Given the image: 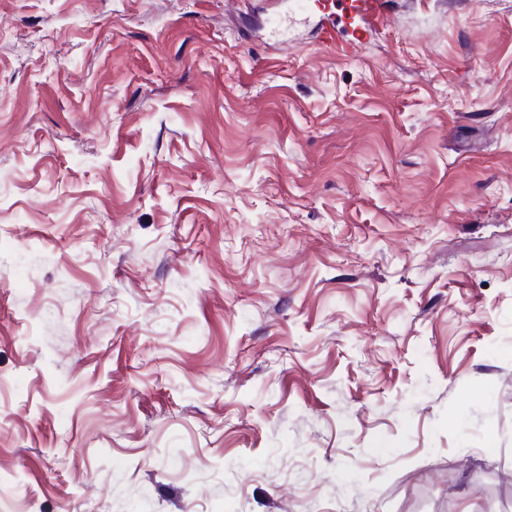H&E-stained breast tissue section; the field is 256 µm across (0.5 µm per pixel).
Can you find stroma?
Listing matches in <instances>:
<instances>
[{"label":"stroma","mask_w":512,"mask_h":512,"mask_svg":"<svg viewBox=\"0 0 512 512\" xmlns=\"http://www.w3.org/2000/svg\"><path fill=\"white\" fill-rule=\"evenodd\" d=\"M259 2L0 0V512H512V0ZM341 1L343 11L350 14L349 18L357 20L350 39H344L331 18L336 15V2ZM319 9L327 22L321 27L319 44L328 49L348 56L353 53L357 44L363 43L373 32L379 31L386 22V14L381 0H322L317 1Z\"/></svg>","instance_id":"stroma-1"}]
</instances>
